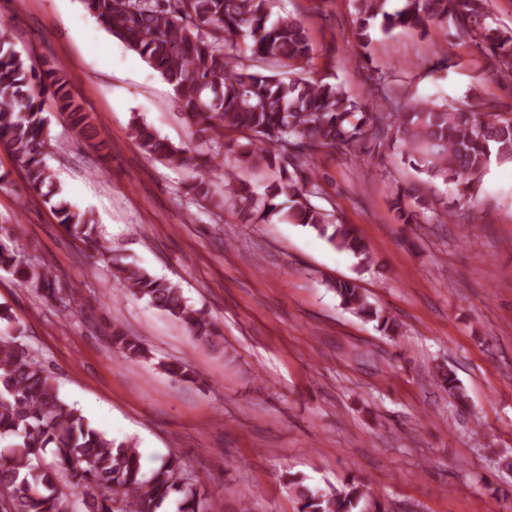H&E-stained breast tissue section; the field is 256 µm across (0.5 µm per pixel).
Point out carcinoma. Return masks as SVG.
<instances>
[{"label":"carcinoma","mask_w":512,"mask_h":512,"mask_svg":"<svg viewBox=\"0 0 512 512\" xmlns=\"http://www.w3.org/2000/svg\"><path fill=\"white\" fill-rule=\"evenodd\" d=\"M353 49L367 57L374 33L404 29L421 35L430 26L453 21L474 41L495 69L512 73V30L487 22L488 0H354ZM127 48L137 53L170 86L180 115L193 128L189 141L174 145L142 119L130 121L132 140L149 157L174 167L193 166L197 175L186 194L203 207L230 204L251 219L271 215L315 230L335 248L364 266L366 243L347 224L332 219L318 196L309 161L317 153L357 154L375 130L391 136L401 162L425 183L452 182L458 192L479 194L491 161L512 162V113L486 102L438 103L411 92L391 94L388 76L377 72L370 98L356 100L339 84L309 75L313 44L302 21L292 14L273 17L275 0H81ZM67 115L84 141L100 136L66 75L51 65L38 70L0 29V145L21 165L28 191L50 205L58 223L74 238L92 245L94 262L111 267L135 297L181 322L214 351H224L223 336L208 312L189 303L176 283L112 257L109 242L86 213L59 198L56 173L46 162L51 148L48 108ZM240 169L276 168L280 184L262 194L232 169L224 171V192L210 172L224 154ZM287 195L288 206L277 201ZM391 210L404 224L442 222L434 202L418 184L399 185ZM19 222L0 226V270L51 301L66 303V284L51 267L25 256L18 244ZM331 288L340 305L391 336L398 324L373 306L353 280ZM0 496L9 512H72L63 482L72 486L85 512H159L179 497L178 512H202V498L181 459L170 456L147 472L133 440L116 441L94 427L59 392L44 365L18 341L11 309L0 304ZM113 344L125 358L151 359L142 340L113 324ZM436 384L463 399L455 372L437 367ZM300 512H354L371 495V485L354 476L339 487L312 489L304 479L288 480Z\"/></svg>","instance_id":"carcinoma-1"}]
</instances>
